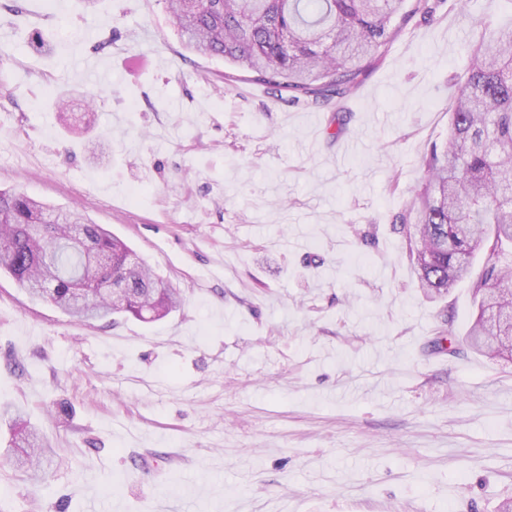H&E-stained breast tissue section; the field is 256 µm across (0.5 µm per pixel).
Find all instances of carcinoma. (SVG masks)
<instances>
[{"instance_id": "carcinoma-1", "label": "carcinoma", "mask_w": 512, "mask_h": 512, "mask_svg": "<svg viewBox=\"0 0 512 512\" xmlns=\"http://www.w3.org/2000/svg\"><path fill=\"white\" fill-rule=\"evenodd\" d=\"M166 0L186 47L221 57L257 82L313 103L354 91L427 0ZM464 81L448 103L446 140L400 216L408 257L430 298L469 280L477 306L463 342L489 357L512 356V28L485 31L467 52ZM483 253L481 271L472 261ZM32 298L80 322L125 312L159 320L177 289L130 248L76 210L18 188L0 189V271ZM11 415V462L45 481L52 449L19 410Z\"/></svg>"}]
</instances>
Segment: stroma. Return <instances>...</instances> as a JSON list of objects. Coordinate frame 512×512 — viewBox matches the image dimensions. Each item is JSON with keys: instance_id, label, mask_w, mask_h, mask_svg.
<instances>
[{"instance_id": "obj_1", "label": "stroma", "mask_w": 512, "mask_h": 512, "mask_svg": "<svg viewBox=\"0 0 512 512\" xmlns=\"http://www.w3.org/2000/svg\"><path fill=\"white\" fill-rule=\"evenodd\" d=\"M430 2L353 95L293 104L186 51L165 0H0V189L77 209L182 294L156 322L81 323L0 275V409L56 452L49 486L15 472L0 419V512L512 497V361L434 349L472 322L469 285L427 298L398 231L466 51L512 0ZM89 101L93 132L67 133Z\"/></svg>"}]
</instances>
